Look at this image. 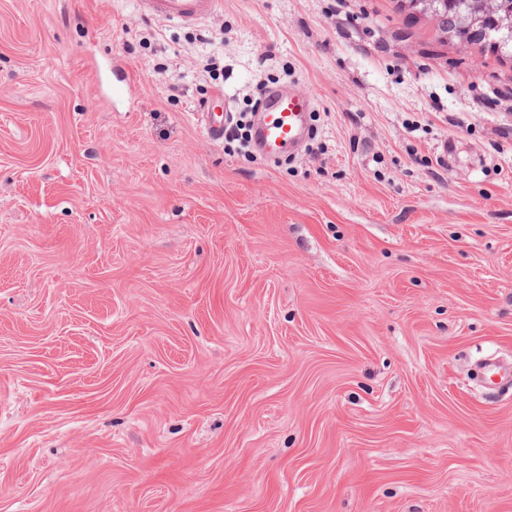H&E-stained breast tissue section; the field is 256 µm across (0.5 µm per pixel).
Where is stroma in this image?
Instances as JSON below:
<instances>
[{"mask_svg":"<svg viewBox=\"0 0 512 512\" xmlns=\"http://www.w3.org/2000/svg\"><path fill=\"white\" fill-rule=\"evenodd\" d=\"M314 103L295 157L202 101ZM512 57L404 0H0V512H512ZM151 15L166 19L195 23L212 15L219 0H140ZM483 369L494 384L512 386V364L490 358L485 360Z\"/></svg>","mask_w":512,"mask_h":512,"instance_id":"obj_1","label":"stroma"}]
</instances>
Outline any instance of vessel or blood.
<instances>
[{"label": "vessel or blood", "instance_id": "b4317fda", "mask_svg": "<svg viewBox=\"0 0 512 512\" xmlns=\"http://www.w3.org/2000/svg\"><path fill=\"white\" fill-rule=\"evenodd\" d=\"M151 15L195 23L212 15L219 0H143ZM313 100L303 92L270 91L257 113L254 145L266 158L275 159L295 149L308 135L307 118Z\"/></svg>", "mask_w": 512, "mask_h": 512}]
</instances>
